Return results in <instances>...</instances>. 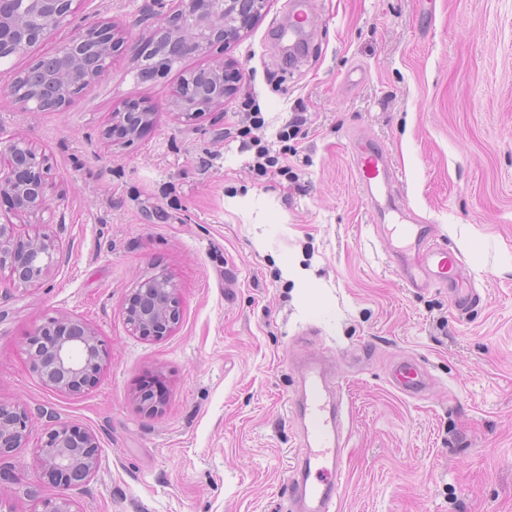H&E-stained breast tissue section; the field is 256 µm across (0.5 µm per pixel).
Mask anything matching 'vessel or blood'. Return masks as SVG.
I'll use <instances>...</instances> for the list:
<instances>
[{"label":"vessel or blood","mask_w":512,"mask_h":512,"mask_svg":"<svg viewBox=\"0 0 512 512\" xmlns=\"http://www.w3.org/2000/svg\"><path fill=\"white\" fill-rule=\"evenodd\" d=\"M356 181L367 193L385 187L395 171L391 161L378 152L371 140L356 139L352 152ZM378 239L390 242L388 257L402 282L414 293L432 288L447 292L458 311H466L476 292L462 280L463 266L447 245L438 242L429 224H379ZM308 388L294 407L303 424V446L289 466L288 501L291 512H337L348 436L342 400L325 403L328 365L323 359L302 363ZM392 385L408 396L422 395L426 375L411 359L396 363L390 372Z\"/></svg>","instance_id":"b4317fda"}]
</instances>
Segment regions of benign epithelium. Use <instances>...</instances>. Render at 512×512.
<instances>
[{
	"label": "benign epithelium",
	"mask_w": 512,
	"mask_h": 512,
	"mask_svg": "<svg viewBox=\"0 0 512 512\" xmlns=\"http://www.w3.org/2000/svg\"><path fill=\"white\" fill-rule=\"evenodd\" d=\"M73 0H0V56L25 52L32 44L60 26L71 14ZM267 0H155L170 7L172 14L151 32L148 42L165 51L156 56L138 46L136 57L143 71L153 74L170 69L168 58L205 52L217 43L238 38L241 28L261 15ZM118 50L112 27L94 25L59 48L70 66L52 76L55 98L46 99L38 89L14 80L0 86V96L22 110L41 112L59 109L79 88L99 77ZM207 84L195 83L173 98L177 114L191 121L224 105L234 91L237 72L233 63L221 62L202 70ZM152 113L131 105L115 114L116 123L135 137L151 120ZM5 158L0 165V195L9 198L16 214L39 220L49 209L47 189L50 169L25 141L11 140L0 147ZM59 249L48 237H16L13 225L0 224V271H8L18 286L40 283L58 261ZM123 313L132 333L145 339L170 334L180 318V300L175 285L164 275L142 279L125 299ZM26 350L41 380L52 389L77 395L95 384L106 356L104 344L88 324L69 318H49L26 340ZM31 415L20 407L0 404V455L9 453L26 437ZM95 437L66 424L52 428L40 444L42 479L59 485L86 480L98 463Z\"/></svg>",
	"instance_id": "benign-epithelium-1"
}]
</instances>
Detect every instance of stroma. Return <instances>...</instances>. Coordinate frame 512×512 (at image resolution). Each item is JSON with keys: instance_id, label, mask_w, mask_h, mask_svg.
I'll return each instance as SVG.
<instances>
[{"instance_id": "stroma-1", "label": "stroma", "mask_w": 512, "mask_h": 512, "mask_svg": "<svg viewBox=\"0 0 512 512\" xmlns=\"http://www.w3.org/2000/svg\"><path fill=\"white\" fill-rule=\"evenodd\" d=\"M72 16L0 84L53 54L77 27L113 23L106 72L59 110L0 100V141L25 139L50 169V205L21 234L61 259L35 287L0 272V403L31 412L0 456V512H281L300 441L290 400L300 356H323L350 412L339 512H512V0H269L244 36L138 76L132 44L161 22L153 0H73ZM243 69L222 109L185 123L182 75ZM260 110L245 122L243 100ZM155 118L108 139L113 112ZM305 124L277 134L292 113ZM373 139L407 213L433 225L481 300L458 314L443 291L405 288L352 167ZM274 158L251 169L259 146ZM179 288L169 336H133L122 311L138 282ZM88 323L108 357L78 395L45 385L24 351L48 317ZM428 374L422 397L388 383L395 362ZM165 398L146 414V376ZM95 434L99 464L67 487L40 480L54 425Z\"/></svg>"}]
</instances>
